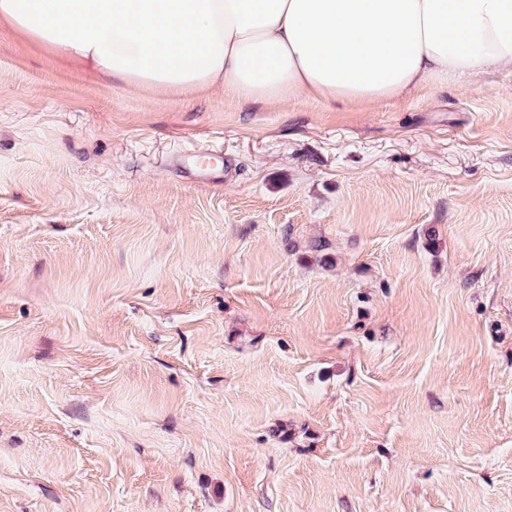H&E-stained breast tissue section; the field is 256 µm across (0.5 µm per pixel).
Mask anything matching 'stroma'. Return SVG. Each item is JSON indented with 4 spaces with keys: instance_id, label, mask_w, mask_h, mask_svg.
Instances as JSON below:
<instances>
[{
    "instance_id": "obj_1",
    "label": "stroma",
    "mask_w": 512,
    "mask_h": 512,
    "mask_svg": "<svg viewBox=\"0 0 512 512\" xmlns=\"http://www.w3.org/2000/svg\"><path fill=\"white\" fill-rule=\"evenodd\" d=\"M0 512H512V66L269 106L0 28ZM223 165L224 158L219 154L186 155L177 162V168L186 177L199 181H213L220 178L217 175L224 172Z\"/></svg>"
}]
</instances>
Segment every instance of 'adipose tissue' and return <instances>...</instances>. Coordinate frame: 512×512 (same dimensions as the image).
<instances>
[{"label": "adipose tissue", "instance_id": "adipose-tissue-1", "mask_svg": "<svg viewBox=\"0 0 512 512\" xmlns=\"http://www.w3.org/2000/svg\"><path fill=\"white\" fill-rule=\"evenodd\" d=\"M0 23L120 86L271 105L512 66V0H0Z\"/></svg>", "mask_w": 512, "mask_h": 512}]
</instances>
